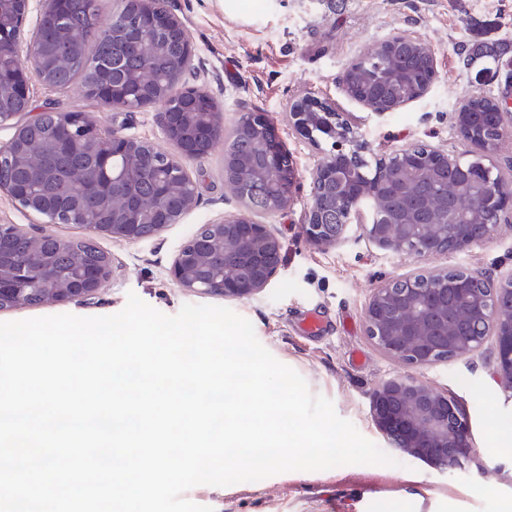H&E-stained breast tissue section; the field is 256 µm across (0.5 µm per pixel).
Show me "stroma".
Instances as JSON below:
<instances>
[{
  "label": "stroma",
  "instance_id": "1",
  "mask_svg": "<svg viewBox=\"0 0 512 512\" xmlns=\"http://www.w3.org/2000/svg\"><path fill=\"white\" fill-rule=\"evenodd\" d=\"M167 6L183 21L195 47L188 83L218 100L226 124L252 109L266 112L293 156L299 190L286 209L260 217L282 242L278 275L261 294L231 301L187 293L169 275L176 250L198 225L237 208L224 188V151L219 148L184 162L198 184L199 204L182 223L139 242L96 239L114 270L99 294L0 310V321L62 313L111 315L125 306L131 291L168 315L187 303L225 305L251 321L260 343L297 371L312 394L331 400L340 417L386 448L371 420L369 393L399 366L366 336L364 306L372 289L417 268L445 265L480 268L496 278L510 275L512 225H501L469 251L418 261L385 252L356 230L333 248L309 244L300 226L310 175L330 144L315 148L296 134L288 122L289 105L304 95L336 103L354 118L369 159L413 144L461 152L452 125L454 110L479 92L501 94L506 73L489 58L464 66L454 47L461 41H496L506 45L512 59V0H167ZM396 33L430 45L437 78L421 102L378 117L349 98L338 78L352 59ZM51 100L63 110L93 115L103 127L166 144L154 113L115 110L75 91L34 88L35 108ZM311 311L323 323L317 336L303 335L300 329ZM416 375L463 403L475 448L465 470L442 476L402 455L394 466L344 465L226 487L198 485L186 492V499L214 512H397L401 507L407 512H503L512 503V393L499 383L489 350L417 370ZM493 425L503 450L489 455L485 449Z\"/></svg>",
  "mask_w": 512,
  "mask_h": 512
}]
</instances>
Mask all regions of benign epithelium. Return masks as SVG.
I'll return each instance as SVG.
<instances>
[{"instance_id": "7a95c632", "label": "benign epithelium", "mask_w": 512, "mask_h": 512, "mask_svg": "<svg viewBox=\"0 0 512 512\" xmlns=\"http://www.w3.org/2000/svg\"><path fill=\"white\" fill-rule=\"evenodd\" d=\"M139 13L127 25L128 39L112 55L89 61L70 82L94 100H107L121 111H153L164 139L176 154L153 143L103 131L83 112L58 113V130L67 134L74 148L95 152L112 149V157L124 156L129 167L112 170V193L105 194L94 180L84 182L70 197L69 207L52 208L39 196H21L15 188L1 185L25 209L55 224H78L93 235L115 241L138 242L156 237L178 224L198 205L196 182L182 159L209 156L223 142L244 131L253 137L260 160L242 158L224 150V185L238 200L232 213L202 224L176 251L169 273L182 290L226 299H249L263 292L276 277L282 245L270 224L255 218L246 200V183L257 176L268 185V209H285L298 180L295 165L283 166L288 148L267 113H242L236 125H224L221 104L205 90L185 85L195 48L178 16L161 8L160 0H134ZM32 10L31 0H0V86L9 83L13 96L31 105L30 87L38 81L52 86L54 66L39 38L29 46L30 67L12 63L13 74L4 80V65L14 57ZM153 29L163 78L132 73L117 83L111 73L124 68L129 57L141 52L137 32L143 24ZM177 40L179 55L164 45ZM296 133L309 143L319 142L316 127L336 130L332 150L312 171L310 203L301 232L315 246L330 248L342 243L357 225L378 248L408 259L466 251L490 238L498 227L512 220V195L492 193L488 204L495 208L492 222L463 215L446 224H421L417 220L421 178L440 167L460 170L481 154L497 152L503 129L512 125V113H499L498 126L475 142L467 137L468 113H454V128L468 150L449 155L433 147L421 154L412 148L380 158L377 168L352 171L350 159L361 156L351 123L326 100L304 95L290 113ZM30 121L15 126L10 140L0 146V158L15 156L31 165L41 157L27 150ZM139 175L152 177L153 204L146 205L134 189ZM348 202L342 222L322 221L324 208L336 200ZM43 238L39 228L0 225V296L37 285L49 298L65 303L96 295L112 277L107 256L92 269L74 275L58 265L55 257L38 253L34 245ZM479 270L444 267L412 271L385 281L374 289L364 308L366 335L382 355L406 367L429 368L451 359L480 352L494 340L491 355L504 388L512 391V275L492 284ZM370 413L376 429L392 450L419 460L445 475L464 468L473 454L471 425L460 403L409 373H398L377 384L369 394Z\"/></svg>"}]
</instances>
